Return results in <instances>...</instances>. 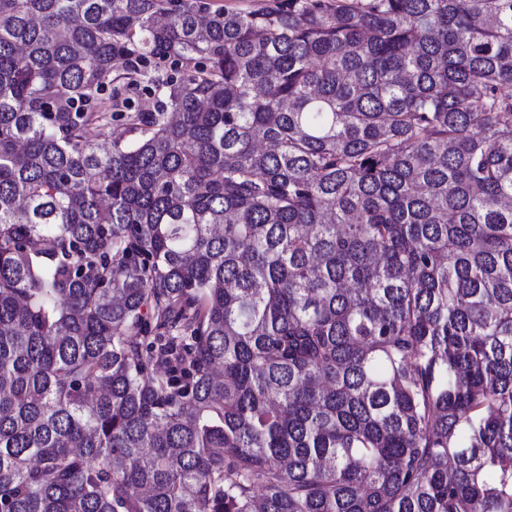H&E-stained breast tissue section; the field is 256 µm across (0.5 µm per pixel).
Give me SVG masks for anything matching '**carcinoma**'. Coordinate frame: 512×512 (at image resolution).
<instances>
[{
	"instance_id": "1",
	"label": "carcinoma",
	"mask_w": 512,
	"mask_h": 512,
	"mask_svg": "<svg viewBox=\"0 0 512 512\" xmlns=\"http://www.w3.org/2000/svg\"><path fill=\"white\" fill-rule=\"evenodd\" d=\"M0 512H512V0H0Z\"/></svg>"
}]
</instances>
